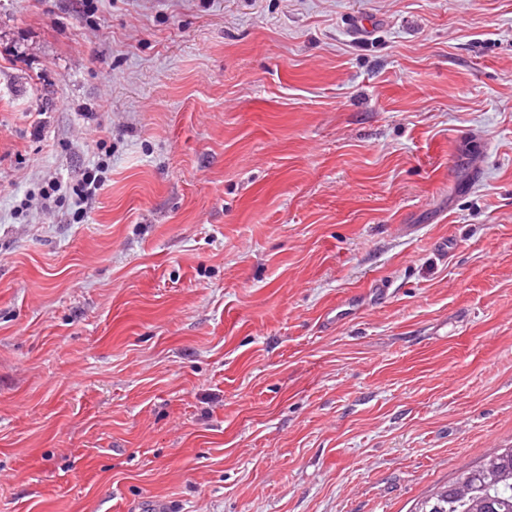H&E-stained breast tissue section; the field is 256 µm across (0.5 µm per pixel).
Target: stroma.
Listing matches in <instances>:
<instances>
[{"instance_id": "35a3bbf8", "label": "stroma", "mask_w": 512, "mask_h": 512, "mask_svg": "<svg viewBox=\"0 0 512 512\" xmlns=\"http://www.w3.org/2000/svg\"><path fill=\"white\" fill-rule=\"evenodd\" d=\"M509 446L512 0H0V512H411ZM108 166L105 160L98 161L93 168L83 174L78 186L73 188V192L78 198L77 208L74 212L77 222L81 223L89 217L88 213L92 209L97 192L104 185V179L106 178L104 173H106Z\"/></svg>"}]
</instances>
